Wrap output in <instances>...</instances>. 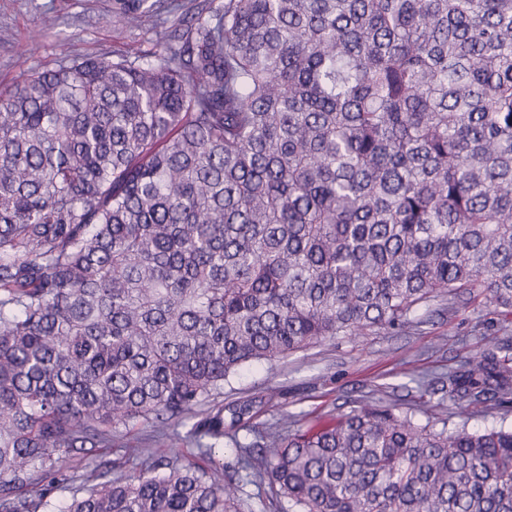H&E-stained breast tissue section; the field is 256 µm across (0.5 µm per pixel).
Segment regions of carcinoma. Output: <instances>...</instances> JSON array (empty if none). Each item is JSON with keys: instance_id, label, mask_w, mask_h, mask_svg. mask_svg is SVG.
Here are the masks:
<instances>
[{"instance_id": "obj_1", "label": "carcinoma", "mask_w": 512, "mask_h": 512, "mask_svg": "<svg viewBox=\"0 0 512 512\" xmlns=\"http://www.w3.org/2000/svg\"><path fill=\"white\" fill-rule=\"evenodd\" d=\"M172 38L0 90V512H243L220 463L97 458L140 422L210 457L253 411L224 381L435 297L512 309V0H224ZM438 381L479 413L512 351ZM250 431L237 457L292 512H512L503 422Z\"/></svg>"}]
</instances>
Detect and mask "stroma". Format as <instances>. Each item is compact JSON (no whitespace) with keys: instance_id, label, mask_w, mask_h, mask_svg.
I'll return each mask as SVG.
<instances>
[{"instance_id":"obj_1","label":"stroma","mask_w":512,"mask_h":512,"mask_svg":"<svg viewBox=\"0 0 512 512\" xmlns=\"http://www.w3.org/2000/svg\"><path fill=\"white\" fill-rule=\"evenodd\" d=\"M152 12L132 27L110 21L112 0H0V88L24 74L55 68L61 51L74 56H118L129 46L145 54L160 50L179 18L221 7L224 0H152ZM401 331L324 341L272 365L251 367L224 385V402L253 401L254 423L285 430L321 427L337 413L366 404L412 411L419 391L413 381L422 371L441 373L495 340L512 342V311L467 296L440 297L421 306ZM440 406L432 420L467 422L476 428L492 422L512 424V403L492 406L484 416L471 415L464 402L437 393ZM151 425L132 432L116 429L106 459L113 477L132 473L137 448L157 447ZM168 456L196 466L211 461L224 465L238 496L265 512H289L286 498H272L268 481L248 480L239 469L232 445L216 449L214 457L196 447L171 441Z\"/></svg>"}]
</instances>
